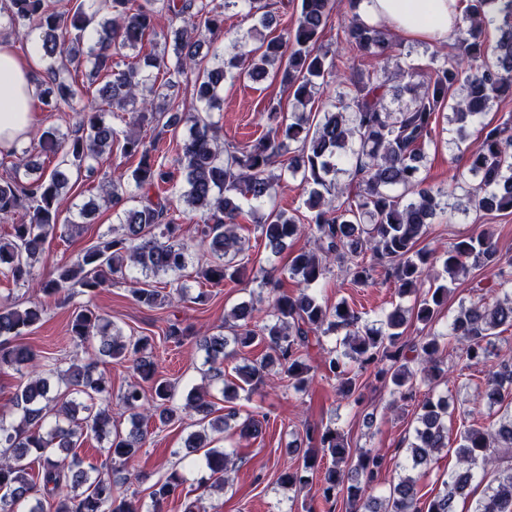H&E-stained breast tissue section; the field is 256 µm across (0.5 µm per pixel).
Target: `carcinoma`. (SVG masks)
Here are the masks:
<instances>
[{"label":"carcinoma","instance_id":"cac0c4a2","mask_svg":"<svg viewBox=\"0 0 512 512\" xmlns=\"http://www.w3.org/2000/svg\"><path fill=\"white\" fill-rule=\"evenodd\" d=\"M11 30L34 33L47 61L45 88L40 90L35 112H65L77 99H87L78 113L75 129L65 134L49 128L41 135L38 155H58L51 171L43 169L35 154L25 150L16 158L10 176L0 179V216L21 214L12 225L11 239L0 240V275L16 284L29 285L60 303L72 299L71 289L87 297L76 307L69 333L79 345L97 342L84 364L70 363L52 354L42 355L20 342L25 331L41 320L37 305L20 310L0 303V372L20 374L11 405L16 417L0 418V512H141L139 501L115 492L130 477L120 469L134 459L145 444L143 424L155 418L164 426L190 421L180 460L191 467L200 454L209 472L202 486H224L230 453L216 446L215 435L241 439L256 437L262 422L251 414L238 421L231 405L241 385L253 390L269 381V365L279 367L280 379L295 391L306 390L312 368L305 358L310 345L321 337L343 333L342 348H333L324 361L325 371L336 380V396L359 405L363 399L362 377L367 371L390 388L393 403L407 406L415 401L416 386H432L444 374L440 356L452 345L462 346L466 359H487L496 350L497 329L512 327V256L498 248L495 233L477 224L462 239L438 254L419 247L427 226L448 218V211L482 215L512 214V127L504 122L482 127V140L471 152L467 171L453 181L471 177L476 183L463 196L449 203V194L433 190L423 175L427 149L438 145L436 130L444 110H452L456 125L455 144L467 138L466 126L495 101L512 96V0H470L458 18L456 55L431 54L426 80H411L410 67L401 60V45L383 25H367L356 12L358 0H300L296 24L275 38L248 48V37L224 45V54L202 53L204 41L194 37L202 30L211 35L222 31L223 13L215 0H8ZM242 7L256 24L268 28L274 16L266 0H224V8ZM351 14L344 29L349 50L375 60L361 75H346L338 56L323 49L320 34L337 10ZM169 19L167 36L174 43V61L153 52L144 62L114 70V56L136 50L143 40L157 38L159 17ZM502 17L495 41L487 37L489 22ZM93 29L97 39L87 37ZM90 60L94 77L104 79L89 93L72 73L82 59ZM167 78L160 82L153 70ZM281 79L292 93L299 111L285 116L280 104H271L266 117L268 134L240 148L220 142L212 110L221 107L220 92L228 79L247 78L261 82L269 74ZM195 75L191 111L172 107L179 97L181 79ZM343 87L338 103L323 111H309L320 84L327 79ZM396 80L393 101L386 102L385 88ZM130 109L134 127L144 123L160 127L147 140L133 130L119 131L107 120L105 106ZM188 134L176 142L177 162L183 167L185 185L177 200L204 217L200 246L208 256L196 277L220 286L236 281L249 257L250 245L236 233L242 203L256 211L270 202L286 176L300 178L310 212L303 225L283 211L272 209L259 221L265 248L273 257L287 241L304 231L315 239L313 250L291 257L288 271L304 285L290 296L277 291L279 284L267 281L274 293L268 305L271 323L254 322L252 302L236 305L224 319L229 334L222 332L199 340L209 368V382L224 384L226 406L218 414L216 402L204 387H194L181 406L173 405L176 387L158 370L147 354L152 338L125 336L115 329L107 314L91 307L99 290L130 265L144 279L133 283L131 295L142 308L154 309L188 298L186 286L160 288L150 276L178 274L188 268L194 246L179 239L178 225L166 222L174 199L156 194L165 182L159 144L162 135ZM121 143L122 153L138 158L136 167L112 182L105 202L112 206L120 230L102 235L74 261L56 267L45 278L34 277L47 238L56 229L69 231L79 224L60 225L64 195L72 172L94 175V164L112 145ZM279 174L273 166L282 157ZM357 191L350 201L341 197L348 184ZM372 262L365 261L366 254ZM384 263L401 297L417 294L425 280L434 279L428 291L415 299L410 311L395 307L378 324L366 321L346 302L330 308L310 289L331 274L332 265L354 284L373 278L374 262ZM470 266L498 269L500 281L489 292L503 294L490 302L463 307L443 330L435 329L441 309L448 301L450 285ZM428 333L418 342L405 336L407 319ZM190 337L189 328L171 323L163 341L181 346ZM264 343L272 352L269 360L236 368L242 384L224 382V359ZM130 364L137 380L127 385L119 400L130 411L131 428L112 431L111 386L94 376L101 358ZM58 377L64 389L53 390ZM488 408H498V419L487 427L473 425L460 433L455 448L458 468L443 482V490L430 500L418 495L409 475L389 488L382 498L371 495L380 480L382 458L370 449L361 451L348 464L349 448L336 428L308 427L291 452L297 465L279 475V481L304 491L321 474L320 493L329 509L337 502L345 512H456V503L467 499L478 477L493 473L473 512H512V464L500 468V455L512 454V357L501 360L476 397ZM417 425L406 451L411 468L427 464L430 455L448 447V397L429 394L417 404ZM54 425L47 431L48 418ZM112 437L99 466L81 468L74 449L88 435ZM331 465H324V458ZM38 471H33V464ZM184 483L180 469L173 468L151 486L153 507L175 496Z\"/></svg>","mask_w":512,"mask_h":512}]
</instances>
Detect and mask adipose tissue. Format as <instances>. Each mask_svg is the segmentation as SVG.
Returning <instances> with one entry per match:
<instances>
[{
    "mask_svg": "<svg viewBox=\"0 0 512 512\" xmlns=\"http://www.w3.org/2000/svg\"><path fill=\"white\" fill-rule=\"evenodd\" d=\"M357 12L364 23L386 25L394 35L445 44L457 33L460 8L458 0H360ZM39 65L37 41L22 55L12 41L0 40V149L20 147L34 128Z\"/></svg>",
    "mask_w": 512,
    "mask_h": 512,
    "instance_id": "adipose-tissue-1",
    "label": "adipose tissue"
}]
</instances>
